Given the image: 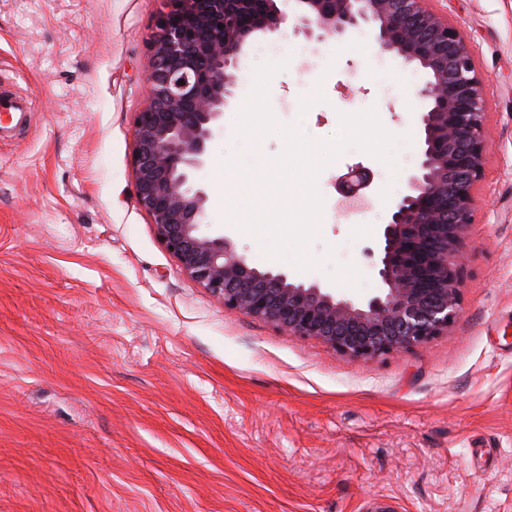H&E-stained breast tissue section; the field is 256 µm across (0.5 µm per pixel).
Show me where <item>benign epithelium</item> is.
<instances>
[{
	"label": "benign epithelium",
	"instance_id": "obj_1",
	"mask_svg": "<svg viewBox=\"0 0 512 512\" xmlns=\"http://www.w3.org/2000/svg\"><path fill=\"white\" fill-rule=\"evenodd\" d=\"M147 38L149 104L133 119L132 171L138 206L182 271L225 309L242 311L321 341L354 360L405 352L448 329L462 314V283L484 175L486 97L460 31L424 0H162ZM293 32L317 44L373 27L380 51L424 69L418 93L422 140L409 192L390 203L367 250L381 284L363 303L283 271L260 270L231 238L203 223L207 194L190 185L208 141L235 99L247 39ZM373 174L358 165L336 178L350 216L372 207Z\"/></svg>",
	"mask_w": 512,
	"mask_h": 512
}]
</instances>
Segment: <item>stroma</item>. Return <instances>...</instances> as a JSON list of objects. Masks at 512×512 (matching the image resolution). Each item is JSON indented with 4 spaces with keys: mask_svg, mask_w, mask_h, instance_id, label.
I'll list each match as a JSON object with an SVG mask.
<instances>
[{
    "mask_svg": "<svg viewBox=\"0 0 512 512\" xmlns=\"http://www.w3.org/2000/svg\"><path fill=\"white\" fill-rule=\"evenodd\" d=\"M474 53L487 100L462 315L401 354L356 361L224 310L181 271L139 208L132 126L149 99L146 37L160 0H0V85L32 119L0 140V512H512V0H427ZM338 39L253 34L237 102L195 182L206 222L258 267L228 223L220 168L244 148L240 103L263 61L278 120L334 138L339 113L375 109L411 134L400 171L351 148L322 170L308 251L354 263L387 203L346 218L337 176L408 191L424 70ZM322 89L326 100L301 111Z\"/></svg>",
    "mask_w": 512,
    "mask_h": 512,
    "instance_id": "1",
    "label": "stroma"
}]
</instances>
